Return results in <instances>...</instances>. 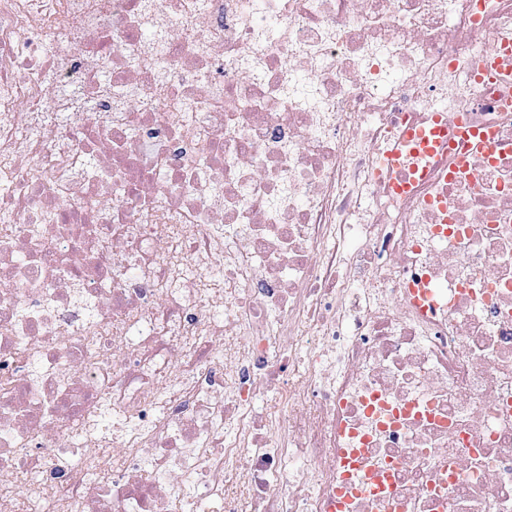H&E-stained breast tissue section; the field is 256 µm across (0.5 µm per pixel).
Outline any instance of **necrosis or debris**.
I'll return each mask as SVG.
<instances>
[{
    "instance_id": "necrosis-or-debris-1",
    "label": "necrosis or debris",
    "mask_w": 512,
    "mask_h": 512,
    "mask_svg": "<svg viewBox=\"0 0 512 512\" xmlns=\"http://www.w3.org/2000/svg\"><path fill=\"white\" fill-rule=\"evenodd\" d=\"M511 36L0 0V512H512V89L474 69ZM437 112L497 148L394 200Z\"/></svg>"
}]
</instances>
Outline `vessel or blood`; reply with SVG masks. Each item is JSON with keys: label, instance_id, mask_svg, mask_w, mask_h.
<instances>
[{"label": "vessel or blood", "instance_id": "1", "mask_svg": "<svg viewBox=\"0 0 512 512\" xmlns=\"http://www.w3.org/2000/svg\"><path fill=\"white\" fill-rule=\"evenodd\" d=\"M482 77L493 82H512V46L502 45L488 52L480 64ZM475 140L478 151L489 152L495 147L494 137L488 133H476L472 129L459 128L449 130L448 119L437 116L432 125L419 127L408 125L402 137L396 143L395 153H424L433 154L447 151L456 147L457 143Z\"/></svg>", "mask_w": 512, "mask_h": 512}]
</instances>
